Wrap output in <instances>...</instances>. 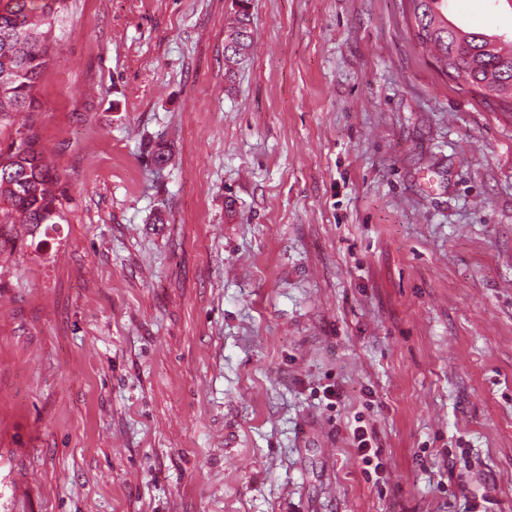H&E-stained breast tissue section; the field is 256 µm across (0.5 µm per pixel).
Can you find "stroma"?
I'll list each match as a JSON object with an SVG mask.
<instances>
[{
  "mask_svg": "<svg viewBox=\"0 0 512 512\" xmlns=\"http://www.w3.org/2000/svg\"><path fill=\"white\" fill-rule=\"evenodd\" d=\"M449 5L512 39V0ZM249 12L232 78L233 0L53 26L65 197L0 246V512H512V112L402 0ZM234 2L238 7L235 24L224 39V68L228 76H231L236 67L245 60L252 46L248 1L234 0Z\"/></svg>",
  "mask_w": 512,
  "mask_h": 512,
  "instance_id": "1",
  "label": "stroma"
}]
</instances>
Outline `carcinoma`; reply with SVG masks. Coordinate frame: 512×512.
<instances>
[{
  "label": "carcinoma",
  "instance_id": "1",
  "mask_svg": "<svg viewBox=\"0 0 512 512\" xmlns=\"http://www.w3.org/2000/svg\"><path fill=\"white\" fill-rule=\"evenodd\" d=\"M235 24L224 39V68L232 75L252 46L248 0H234ZM407 19L418 42L430 50L439 74L459 90L474 92L512 112V51L501 52L493 37L448 23V0H404ZM66 0H0V121L13 112H34L33 90L50 61L53 23ZM32 33L26 43L13 32ZM65 190L38 148L34 124L16 131L0 146V211L25 224H53Z\"/></svg>",
  "mask_w": 512,
  "mask_h": 512
}]
</instances>
